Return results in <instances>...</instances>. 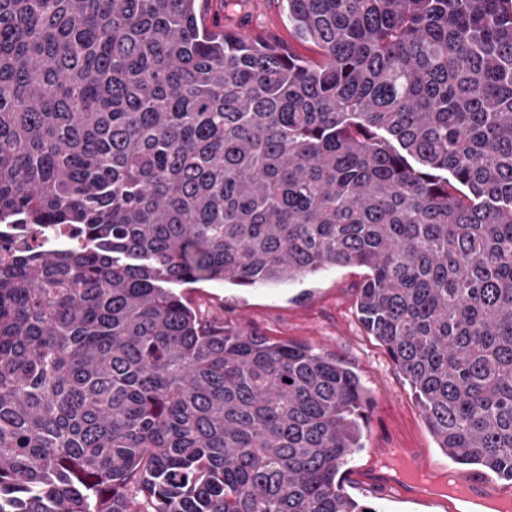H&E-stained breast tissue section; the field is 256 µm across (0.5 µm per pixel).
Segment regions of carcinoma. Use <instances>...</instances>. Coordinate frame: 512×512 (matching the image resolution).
<instances>
[{"label": "carcinoma", "mask_w": 512, "mask_h": 512, "mask_svg": "<svg viewBox=\"0 0 512 512\" xmlns=\"http://www.w3.org/2000/svg\"><path fill=\"white\" fill-rule=\"evenodd\" d=\"M0 0V512H377L357 373L177 288L367 270L439 448L512 483V0ZM281 0H236L224 8L223 2H211L210 23L215 15L224 30L276 42L304 57L314 55L310 44L296 41L288 29ZM2 237V246L8 247L0 249V260L8 257L11 253L24 247L45 243L47 245L62 246L69 243V238L63 233L51 236L49 238L43 237L40 234L31 232H19L13 227L5 226L0 227V238Z\"/></svg>", "instance_id": "carcinoma-1"}]
</instances>
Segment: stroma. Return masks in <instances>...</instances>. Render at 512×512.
Wrapping results in <instances>:
<instances>
[{
  "mask_svg": "<svg viewBox=\"0 0 512 512\" xmlns=\"http://www.w3.org/2000/svg\"><path fill=\"white\" fill-rule=\"evenodd\" d=\"M211 13L225 30L291 46L302 56L311 45L294 40L282 0H212ZM363 269L339 267L312 281L245 288L228 282H200L184 294L208 320L275 340L308 344L336 356L360 376L371 403L366 411L362 448L348 463L349 471L369 472L389 449L416 453L417 466L474 479L472 468L452 462L438 448L408 383L380 345L370 336L356 309ZM353 497L371 503L378 512H468L464 503L443 507L416 497H380L366 484L350 480Z\"/></svg>",
  "mask_w": 512,
  "mask_h": 512,
  "instance_id": "35a3bbf8",
  "label": "stroma"
}]
</instances>
